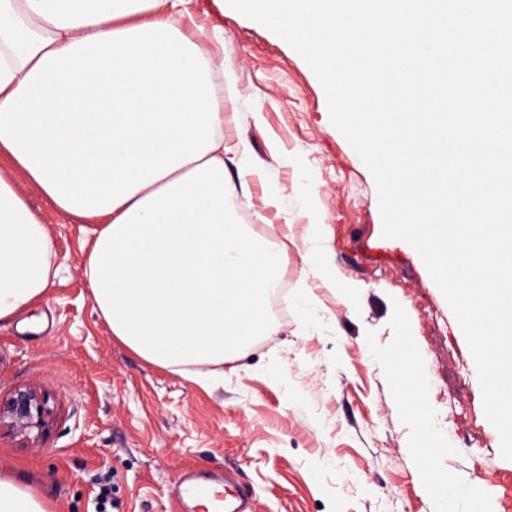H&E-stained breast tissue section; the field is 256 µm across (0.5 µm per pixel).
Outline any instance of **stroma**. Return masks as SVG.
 <instances>
[{
	"label": "stroma",
	"instance_id": "1",
	"mask_svg": "<svg viewBox=\"0 0 512 512\" xmlns=\"http://www.w3.org/2000/svg\"><path fill=\"white\" fill-rule=\"evenodd\" d=\"M183 9L187 32L224 31L223 44L200 47L234 73L224 130L264 174L228 206L255 234L277 230L288 318L204 386L145 361L94 307L92 236L1 157L0 175L48 230L55 275L42 303L0 321V401L38 386L53 409L39 440L0 427V475L37 488L48 512H172L179 477L216 468L255 512H441L422 478L429 461L466 489L468 512H512V460L467 340L418 252L383 237L375 180L332 125L319 80L286 41L218 0ZM313 246L336 287L306 278ZM397 356L424 384L433 439L402 408Z\"/></svg>",
	"mask_w": 512,
	"mask_h": 512
}]
</instances>
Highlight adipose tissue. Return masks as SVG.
Instances as JSON below:
<instances>
[{"label":"adipose tissue","instance_id":"adipose-tissue-1","mask_svg":"<svg viewBox=\"0 0 512 512\" xmlns=\"http://www.w3.org/2000/svg\"><path fill=\"white\" fill-rule=\"evenodd\" d=\"M185 0H0V157L63 215L90 223L84 258L111 333L163 368L241 355L276 332L282 258L228 198L261 170L224 142V87L184 29ZM52 243L0 176V320L42 301Z\"/></svg>","mask_w":512,"mask_h":512}]
</instances>
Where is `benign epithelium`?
<instances>
[{
    "mask_svg": "<svg viewBox=\"0 0 512 512\" xmlns=\"http://www.w3.org/2000/svg\"><path fill=\"white\" fill-rule=\"evenodd\" d=\"M51 395L33 386L14 390L9 398L0 404V422L9 421L12 428L33 439L45 434L52 422L53 409L49 406Z\"/></svg>",
    "mask_w": 512,
    "mask_h": 512,
    "instance_id": "7a95c632",
    "label": "benign epithelium"
}]
</instances>
